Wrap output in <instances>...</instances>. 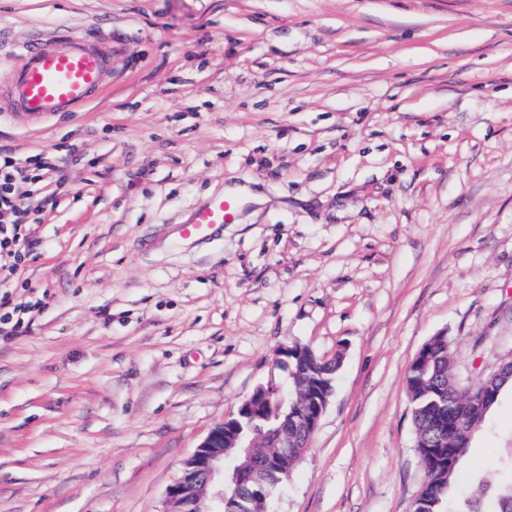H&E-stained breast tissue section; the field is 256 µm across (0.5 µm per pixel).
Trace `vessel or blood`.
Listing matches in <instances>:
<instances>
[{"label":"vessel or blood","mask_w":512,"mask_h":512,"mask_svg":"<svg viewBox=\"0 0 512 512\" xmlns=\"http://www.w3.org/2000/svg\"><path fill=\"white\" fill-rule=\"evenodd\" d=\"M23 57V64L0 83V101L32 117L84 107L100 91L112 63L107 51L76 36L60 45L25 47ZM239 207L233 196L204 201L182 224V237L206 240L213 228L231 223Z\"/></svg>","instance_id":"obj_1"}]
</instances>
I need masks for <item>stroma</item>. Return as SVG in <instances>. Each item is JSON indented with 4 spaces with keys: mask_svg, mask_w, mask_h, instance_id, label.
Instances as JSON below:
<instances>
[{
    "mask_svg": "<svg viewBox=\"0 0 512 512\" xmlns=\"http://www.w3.org/2000/svg\"><path fill=\"white\" fill-rule=\"evenodd\" d=\"M69 35L104 91L0 110V149L53 158L0 285L36 305L0 338V512H164L295 346L342 368L270 512H412L416 353L447 336L464 389L512 353V0H0V81ZM230 185L259 202L181 239ZM511 460L506 391L462 480Z\"/></svg>",
    "mask_w": 512,
    "mask_h": 512,
    "instance_id": "1",
    "label": "stroma"
}]
</instances>
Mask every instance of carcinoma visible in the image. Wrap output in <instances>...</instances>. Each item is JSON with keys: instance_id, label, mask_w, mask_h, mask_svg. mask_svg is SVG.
<instances>
[{"instance_id": "cac0c4a2", "label": "carcinoma", "mask_w": 512, "mask_h": 512, "mask_svg": "<svg viewBox=\"0 0 512 512\" xmlns=\"http://www.w3.org/2000/svg\"><path fill=\"white\" fill-rule=\"evenodd\" d=\"M429 353L431 371L422 377L412 368L406 378L416 451L431 485V493L423 498L420 512H452L454 488L460 480L461 462L470 437L449 435L448 425L454 418L463 416L474 429L481 428L500 397L486 406L471 391L458 386L450 373V348L446 337H432ZM339 367L337 358L316 366L310 363L291 365L294 373L289 382L288 403L306 396L315 376L332 382ZM465 503L466 512H512V478L494 490L481 483L474 485Z\"/></svg>"}]
</instances>
